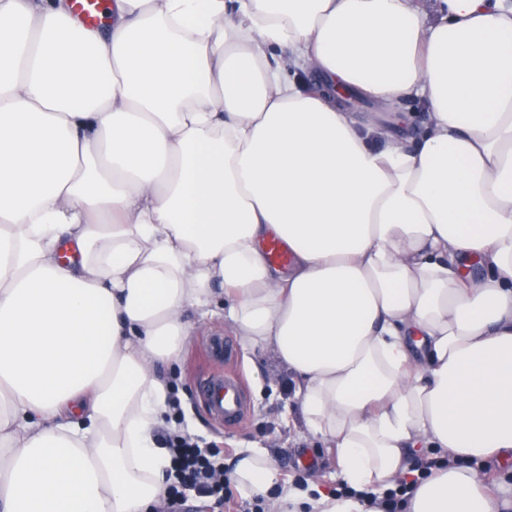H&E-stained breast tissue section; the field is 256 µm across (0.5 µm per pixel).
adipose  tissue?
<instances>
[{
    "label": "adipose tissue",
    "instance_id": "1",
    "mask_svg": "<svg viewBox=\"0 0 512 512\" xmlns=\"http://www.w3.org/2000/svg\"><path fill=\"white\" fill-rule=\"evenodd\" d=\"M421 2L107 0L102 31L0 0V512H157L160 371L213 319L288 369L349 489L244 449L267 512H379L399 481L405 512H502L512 0ZM343 93L428 120L406 142Z\"/></svg>",
    "mask_w": 512,
    "mask_h": 512
}]
</instances>
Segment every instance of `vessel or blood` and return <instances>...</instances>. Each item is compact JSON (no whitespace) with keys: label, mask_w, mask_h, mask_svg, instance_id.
Masks as SVG:
<instances>
[{"label":"vessel or blood","mask_w":512,"mask_h":512,"mask_svg":"<svg viewBox=\"0 0 512 512\" xmlns=\"http://www.w3.org/2000/svg\"><path fill=\"white\" fill-rule=\"evenodd\" d=\"M105 0H73L76 14L84 24L100 23ZM200 399L208 414L227 426L240 424L248 412L244 379L232 371H215L203 378Z\"/></svg>","instance_id":"obj_1"}]
</instances>
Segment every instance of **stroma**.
Wrapping results in <instances>:
<instances>
[{
	"mask_svg": "<svg viewBox=\"0 0 512 512\" xmlns=\"http://www.w3.org/2000/svg\"><path fill=\"white\" fill-rule=\"evenodd\" d=\"M212 326L195 328L184 347L178 365L168 377L185 392L180 415L189 434L202 442L216 441L227 448L225 466H232L235 455L244 448L261 446L275 459L289 480L318 484L328 491L337 486L335 451L307 438L300 413L292 399V380L270 355L252 359L238 357L247 376L251 412L246 423L227 430L215 424L197 404L198 369L203 361L206 338Z\"/></svg>",
	"mask_w": 512,
	"mask_h": 512,
	"instance_id": "1",
	"label": "stroma"
}]
</instances>
